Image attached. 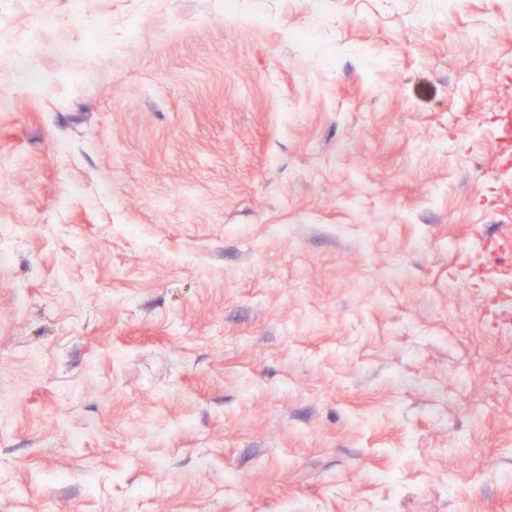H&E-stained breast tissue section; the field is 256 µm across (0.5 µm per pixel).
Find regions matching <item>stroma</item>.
<instances>
[{"label": "stroma", "instance_id": "35a3bbf8", "mask_svg": "<svg viewBox=\"0 0 512 512\" xmlns=\"http://www.w3.org/2000/svg\"><path fill=\"white\" fill-rule=\"evenodd\" d=\"M84 7L111 67L0 83V512H512V341L456 269L512 238L463 132L512 104L496 0ZM69 8L0 0V56ZM22 235L19 228L13 224L0 225V265L6 266L12 259V251L20 242Z\"/></svg>", "mask_w": 512, "mask_h": 512}]
</instances>
